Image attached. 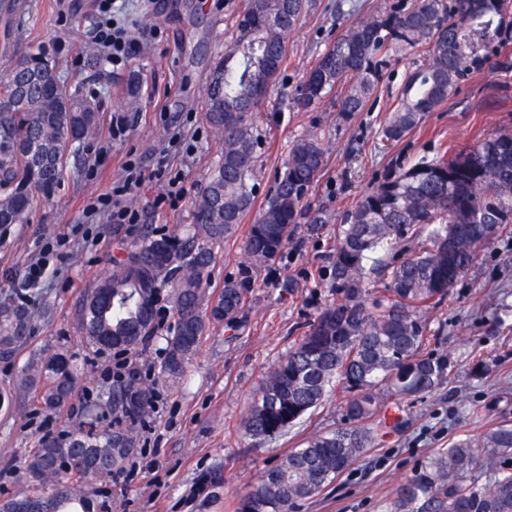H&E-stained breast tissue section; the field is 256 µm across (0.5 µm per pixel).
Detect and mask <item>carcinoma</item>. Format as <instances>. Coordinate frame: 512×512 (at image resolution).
<instances>
[{
  "mask_svg": "<svg viewBox=\"0 0 512 512\" xmlns=\"http://www.w3.org/2000/svg\"><path fill=\"white\" fill-rule=\"evenodd\" d=\"M306 0H245L230 45L217 59L206 92V119L222 144L220 160L194 204L195 223L159 239L131 246L113 261L112 272L84 297L81 330L99 347L105 338L148 344L143 303L167 289L176 318L165 338L160 377L179 387L210 325L232 322L247 304L240 285L224 283L206 295L205 284L224 239L233 236L255 198L253 182L259 136L252 115L288 60L286 33L299 22ZM512 0H405L382 15L349 25L326 47L296 89L294 104L308 109L340 90L339 111L365 110L379 79V57L419 48L425 63L408 72L400 104L383 128L400 141L427 112L454 94L462 80L492 58L501 69L512 64ZM37 52L20 60L0 86V226L20 224L35 204L49 198L65 177L64 159L92 136L100 106L82 85L68 91ZM326 149L317 138H301L288 153L243 250L269 265L280 256L303 215L302 202L322 177ZM512 224V130L496 132L456 152L450 148L418 162L361 197L336 231L332 278L345 298L325 308L269 372L244 418L255 438H273L296 425L334 390L348 394L347 426L309 438L276 466L265 470L239 498L234 512L281 502L290 512L297 501L319 494L376 443L368 428L384 396L414 397L433 392L449 373L448 357L427 348L436 334L424 311L441 304L481 249ZM408 244L414 249L398 264L379 254ZM386 276L387 294L366 305L371 273ZM30 316L19 305L0 301V353L12 355L29 339ZM112 382V393L87 406L93 425L109 408L123 428L103 431L89 442L83 434L67 440L45 437L26 459L31 489L0 498V512H94L89 479L122 471L130 456L115 448L120 436L134 443L156 398L155 387L138 377L136 365ZM78 379L63 351L35 352L17 375L16 388L61 410ZM484 453H479V448ZM512 425L489 431L481 444L461 440L430 458L395 490L393 512H512ZM84 455L90 467L64 478L55 465ZM488 477L465 480L480 461Z\"/></svg>",
  "mask_w": 512,
  "mask_h": 512,
  "instance_id": "cac0c4a2",
  "label": "carcinoma"
}]
</instances>
